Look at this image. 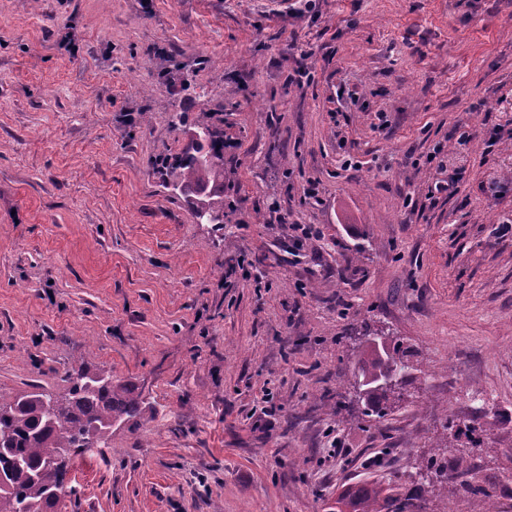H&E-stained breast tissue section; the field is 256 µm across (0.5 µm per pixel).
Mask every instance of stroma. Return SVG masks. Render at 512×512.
<instances>
[{"label": "stroma", "instance_id": "obj_1", "mask_svg": "<svg viewBox=\"0 0 512 512\" xmlns=\"http://www.w3.org/2000/svg\"><path fill=\"white\" fill-rule=\"evenodd\" d=\"M505 97L512 0H0V393L86 366L145 399L59 512H331L375 480L468 512L418 475L433 455L507 512L512 144L483 151ZM174 104L224 114V231L153 169L189 142ZM437 151L467 177L431 199ZM277 207L316 236L296 245ZM368 329L413 350L381 418L356 386Z\"/></svg>", "mask_w": 512, "mask_h": 512}]
</instances>
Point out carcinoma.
Segmentation results:
<instances>
[{
  "label": "carcinoma",
  "instance_id": "cac0c4a2",
  "mask_svg": "<svg viewBox=\"0 0 512 512\" xmlns=\"http://www.w3.org/2000/svg\"><path fill=\"white\" fill-rule=\"evenodd\" d=\"M168 125L177 131H207L215 160L202 165L194 147L175 156H160L153 165L171 190L192 195L207 191V201L224 213V113L211 112L208 121L190 119L180 108L167 112ZM407 351L398 343L378 345L366 342L360 354V377L366 381L365 401L387 413L388 402L398 398L396 391L381 386L384 377L406 363ZM67 388L59 394L36 386L24 394L5 397L0 393V512H43L59 507L71 494L65 483L69 462L93 448L106 447L112 427L126 424L133 429L143 424L142 397L136 387L112 383L105 369L79 367L65 378ZM421 473L435 475L439 488L448 491V478L435 456L421 462ZM470 470L457 472L461 485L474 500L472 512H483L491 492L466 479ZM390 512H408L409 505L386 493L378 481L357 491H345L336 500V512H380L382 504Z\"/></svg>",
  "mask_w": 512,
  "mask_h": 512
}]
</instances>
